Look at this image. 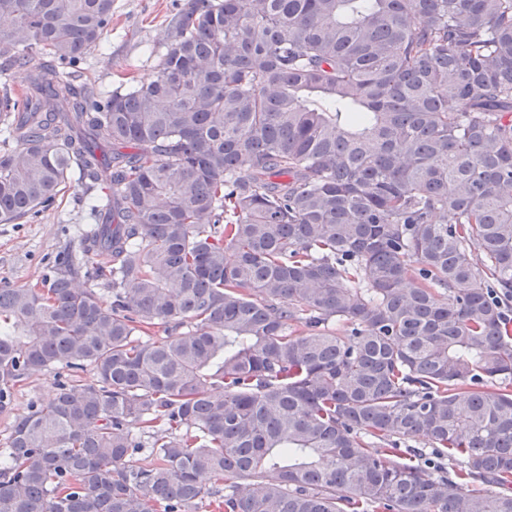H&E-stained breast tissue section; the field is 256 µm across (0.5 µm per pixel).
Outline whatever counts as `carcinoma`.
Instances as JSON below:
<instances>
[{"label": "carcinoma", "instance_id": "cac0c4a2", "mask_svg": "<svg viewBox=\"0 0 512 512\" xmlns=\"http://www.w3.org/2000/svg\"><path fill=\"white\" fill-rule=\"evenodd\" d=\"M111 26L0 0V223L94 222L0 287V412L96 372L0 512H512V0H190L123 90L76 69ZM54 373L37 374L18 387L15 410L12 413H0V442H4L8 428L17 413L27 411L31 401L47 403L56 393Z\"/></svg>", "mask_w": 512, "mask_h": 512}]
</instances>
